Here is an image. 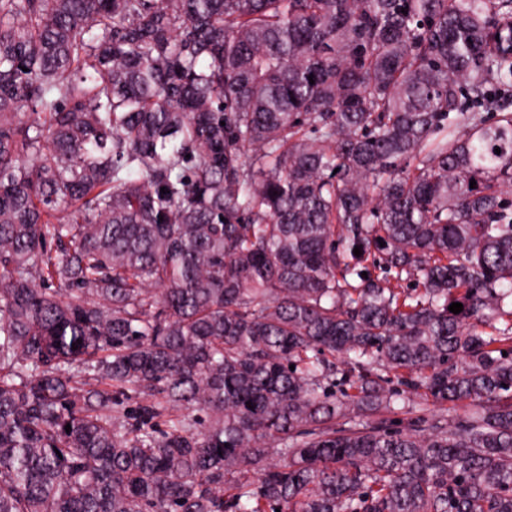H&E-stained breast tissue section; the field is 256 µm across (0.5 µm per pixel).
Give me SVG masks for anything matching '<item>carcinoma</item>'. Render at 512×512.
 I'll use <instances>...</instances> for the list:
<instances>
[{"mask_svg": "<svg viewBox=\"0 0 512 512\" xmlns=\"http://www.w3.org/2000/svg\"><path fill=\"white\" fill-rule=\"evenodd\" d=\"M511 102L512 0H0V512H512Z\"/></svg>", "mask_w": 512, "mask_h": 512, "instance_id": "obj_1", "label": "carcinoma"}]
</instances>
